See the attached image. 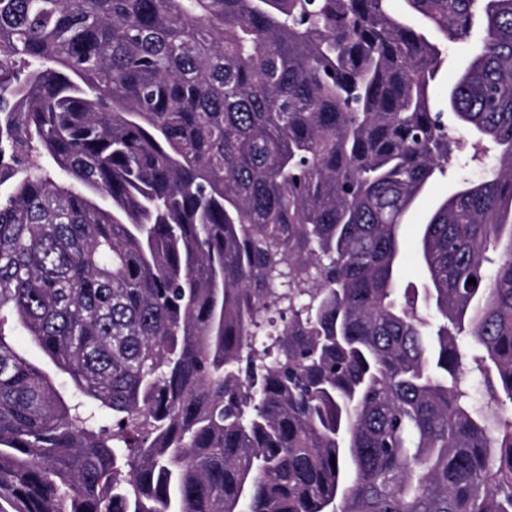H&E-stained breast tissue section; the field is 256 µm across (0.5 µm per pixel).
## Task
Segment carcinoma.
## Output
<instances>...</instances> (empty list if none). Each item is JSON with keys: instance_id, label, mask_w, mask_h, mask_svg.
Instances as JSON below:
<instances>
[{"instance_id": "cac0c4a2", "label": "carcinoma", "mask_w": 512, "mask_h": 512, "mask_svg": "<svg viewBox=\"0 0 512 512\" xmlns=\"http://www.w3.org/2000/svg\"><path fill=\"white\" fill-rule=\"evenodd\" d=\"M404 4L0 0V512H512V0ZM468 53V47L461 43L448 44V49L443 48L444 63L437 78L441 88H447L455 81L468 61ZM465 161L466 165H464ZM494 163V159H488L485 165H479L469 162L466 157H461L459 161L448 168V173L444 177L437 175L426 187L417 207L406 217V224L402 226V256L398 267V280L401 289L408 286V288L421 290L426 282L419 254V240L423 224L427 222L431 212L456 190L459 177L480 178L486 167Z\"/></svg>"}]
</instances>
